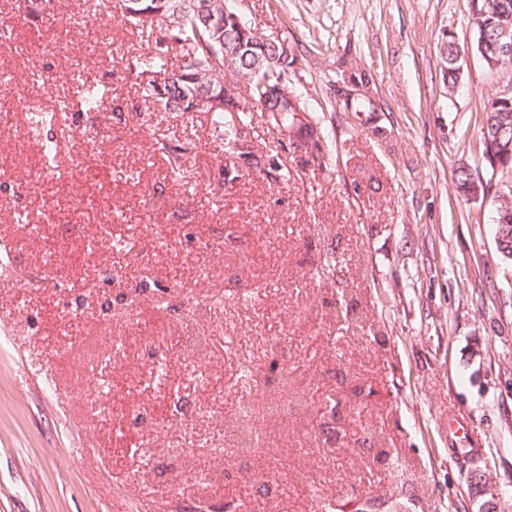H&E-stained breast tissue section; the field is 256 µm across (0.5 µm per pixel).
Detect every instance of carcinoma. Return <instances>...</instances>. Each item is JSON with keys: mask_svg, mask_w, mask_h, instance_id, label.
I'll return each instance as SVG.
<instances>
[{"mask_svg": "<svg viewBox=\"0 0 512 512\" xmlns=\"http://www.w3.org/2000/svg\"><path fill=\"white\" fill-rule=\"evenodd\" d=\"M124 5V22L147 37L148 51L127 59L120 72L123 80L132 79L141 89V103L133 108L143 113L145 120L152 119L156 102L163 103L166 112H206L210 115V126L215 142L224 156L232 159L241 155L238 142L252 124L249 103H243L236 112L224 111V106L212 100L224 93V67L236 70L249 78L239 90L255 97L256 108L268 116L270 132L288 127L296 131L297 139L304 145L318 144L316 137L318 122L301 95L283 84L284 92L274 96L270 88L283 76L284 69L277 74L252 70L255 60L244 55H224V44L232 45L246 37L253 39L252 32L240 26L230 9L231 0H121ZM480 17L477 22L491 26L502 17H512V0H479ZM455 40L448 37L442 41L440 55L445 88L454 90L460 76L455 64ZM59 110L66 112H104L105 99L99 92L98 82H84L76 92V99L60 101ZM482 125L497 127L502 132V141L512 140V100H488L484 105ZM481 155L488 177L492 183L495 164L501 170H512V154L502 156L481 138ZM160 149L168 152L173 171L180 172L186 155L192 152L189 145L165 144ZM495 202V225L502 224V217L512 225V191L503 195L493 192Z\"/></svg>", "mask_w": 512, "mask_h": 512, "instance_id": "cac0c4a2", "label": "carcinoma"}]
</instances>
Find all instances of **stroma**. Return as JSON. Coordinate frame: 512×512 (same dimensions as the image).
<instances>
[{
	"instance_id": "obj_1",
	"label": "stroma",
	"mask_w": 512,
	"mask_h": 512,
	"mask_svg": "<svg viewBox=\"0 0 512 512\" xmlns=\"http://www.w3.org/2000/svg\"><path fill=\"white\" fill-rule=\"evenodd\" d=\"M94 3L54 0L48 23L0 0V260L17 271L0 275V512H224L238 498L263 512L317 498L512 512V261L493 200L454 179L485 175L483 107L512 64L480 58L469 0H238L287 39L326 164L257 115V150L290 177L243 169L229 188L207 113L142 126L138 86L115 73L146 44L119 11L71 31ZM446 34L463 52L452 92ZM76 55L106 109L94 138L61 145L82 168L52 172L12 97L53 110ZM357 89L374 111L347 108ZM185 141L196 148L176 174L159 145ZM328 253L336 266L318 277ZM243 397L277 448L262 463L225 454L223 413ZM470 439L475 462L459 451ZM298 468L308 483L265 493L268 470ZM454 43L455 40L453 36H448V38L442 41L440 46V55L443 63V81L445 88L448 91L454 90L461 79L458 73V66L455 64V55L457 59L460 60L462 52L459 45H457V51L455 54Z\"/></svg>"
}]
</instances>
